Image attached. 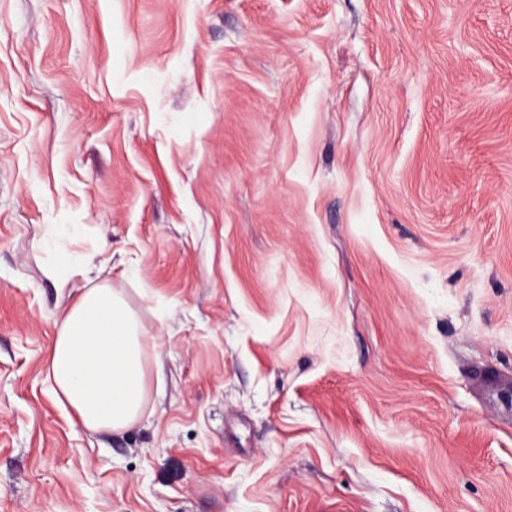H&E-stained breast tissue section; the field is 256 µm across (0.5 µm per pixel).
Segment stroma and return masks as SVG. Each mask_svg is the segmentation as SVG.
<instances>
[{"mask_svg":"<svg viewBox=\"0 0 512 512\" xmlns=\"http://www.w3.org/2000/svg\"><path fill=\"white\" fill-rule=\"evenodd\" d=\"M0 512H512V0H0ZM155 340L121 289L85 288L58 315L46 365L54 398L87 431L128 428L150 401L146 349Z\"/></svg>","mask_w":512,"mask_h":512,"instance_id":"obj_1","label":"stroma"}]
</instances>
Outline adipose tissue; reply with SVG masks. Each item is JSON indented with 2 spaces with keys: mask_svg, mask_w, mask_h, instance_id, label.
<instances>
[{
  "mask_svg": "<svg viewBox=\"0 0 512 512\" xmlns=\"http://www.w3.org/2000/svg\"><path fill=\"white\" fill-rule=\"evenodd\" d=\"M151 336L121 289H85L61 310L46 378L56 401L87 431L119 432L144 414L151 396Z\"/></svg>",
  "mask_w": 512,
  "mask_h": 512,
  "instance_id": "ef3b65f1",
  "label": "adipose tissue"
}]
</instances>
